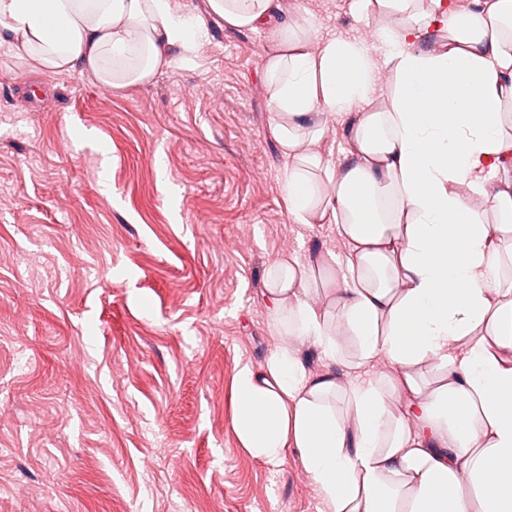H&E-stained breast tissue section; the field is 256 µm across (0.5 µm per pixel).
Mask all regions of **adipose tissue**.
I'll return each mask as SVG.
<instances>
[{
  "instance_id": "adipose-tissue-1",
  "label": "adipose tissue",
  "mask_w": 512,
  "mask_h": 512,
  "mask_svg": "<svg viewBox=\"0 0 512 512\" xmlns=\"http://www.w3.org/2000/svg\"><path fill=\"white\" fill-rule=\"evenodd\" d=\"M207 4L274 34L264 70L288 214L335 225L347 249L267 267L279 342L235 377L241 446L270 463L296 449L326 512H512V0H354L398 20L375 50L311 49L281 0ZM206 18L181 0H0V48L118 90L194 55ZM433 30L444 47L416 49ZM381 65L395 83L376 111ZM319 108L342 127L334 160ZM309 348L328 371H311Z\"/></svg>"
}]
</instances>
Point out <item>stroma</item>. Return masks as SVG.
<instances>
[{
  "label": "stroma",
  "mask_w": 512,
  "mask_h": 512,
  "mask_svg": "<svg viewBox=\"0 0 512 512\" xmlns=\"http://www.w3.org/2000/svg\"><path fill=\"white\" fill-rule=\"evenodd\" d=\"M283 4L380 43L352 0ZM208 27L112 91L0 49V512L322 508L295 451L240 447L231 389L275 343L269 264L346 247L288 217L265 33Z\"/></svg>",
  "instance_id": "35a3bbf8"
}]
</instances>
